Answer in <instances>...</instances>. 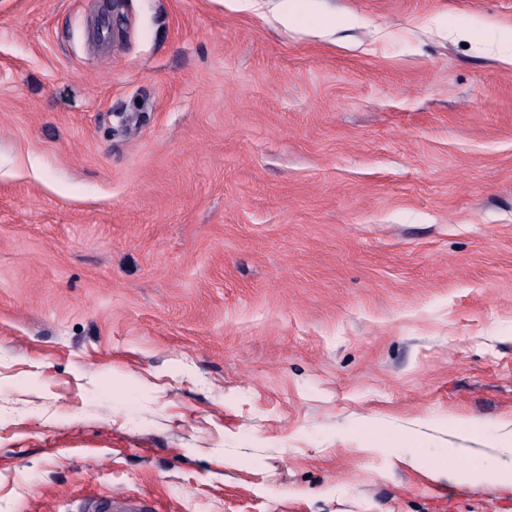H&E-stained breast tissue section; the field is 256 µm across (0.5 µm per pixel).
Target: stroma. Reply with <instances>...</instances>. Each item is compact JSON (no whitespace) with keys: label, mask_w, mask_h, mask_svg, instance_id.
<instances>
[{"label":"stroma","mask_w":512,"mask_h":512,"mask_svg":"<svg viewBox=\"0 0 512 512\" xmlns=\"http://www.w3.org/2000/svg\"><path fill=\"white\" fill-rule=\"evenodd\" d=\"M101 7L0 0V512H512V0ZM91 512H155L149 510L145 500L136 502L113 501L112 498L96 502Z\"/></svg>","instance_id":"stroma-1"}]
</instances>
